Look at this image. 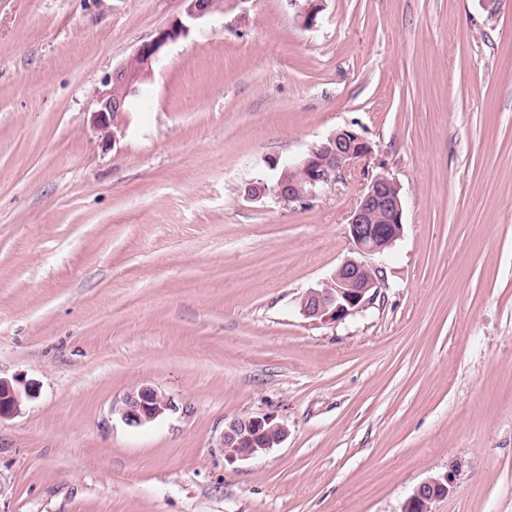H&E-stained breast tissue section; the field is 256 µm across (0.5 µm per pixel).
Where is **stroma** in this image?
Here are the masks:
<instances>
[{"label":"stroma","mask_w":512,"mask_h":512,"mask_svg":"<svg viewBox=\"0 0 512 512\" xmlns=\"http://www.w3.org/2000/svg\"><path fill=\"white\" fill-rule=\"evenodd\" d=\"M224 0L109 142L95 93L183 0H0V512H512V0ZM361 171L266 193L336 129ZM401 188L374 304L302 295L349 256L364 174ZM151 386L174 412L131 426ZM284 442L227 462L224 425ZM33 397L34 392L29 386L25 385L21 390L11 382L0 378V421L19 413L24 398ZM276 418V415L266 413L260 416L231 419L224 426L222 442L224 457L229 462L255 458L254 450L241 451L240 448L241 444L245 443L248 439H252L257 433L277 432L278 436L270 442H268L270 439L265 435L258 436L253 441L247 442V444L243 446L244 448H262L266 442H268L266 446L283 442L288 435V431L283 424L276 421ZM453 475V472L449 471L418 484L406 502L404 512H431V504L450 492L453 486Z\"/></svg>","instance_id":"obj_1"}]
</instances>
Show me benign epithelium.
Returning a JSON list of instances; mask_svg holds the SVG:
<instances>
[{
  "instance_id": "benign-epithelium-1",
  "label": "benign epithelium",
  "mask_w": 512,
  "mask_h": 512,
  "mask_svg": "<svg viewBox=\"0 0 512 512\" xmlns=\"http://www.w3.org/2000/svg\"><path fill=\"white\" fill-rule=\"evenodd\" d=\"M186 21L160 31L142 43L133 58L118 67L109 80L110 88L98 92L95 123L110 132L113 111L128 112L141 95V83L159 62L165 47L186 35L190 25L212 14L221 0H184ZM370 144L352 129L340 128L321 147H313L299 161L288 164V177L274 186L281 199L299 205L317 198L324 190L346 181L347 173L371 154ZM403 203L399 184L385 174L368 180L359 192L347 224V236L354 256L346 258L330 280L320 288L309 289L300 302L301 314L314 323H337L374 303L380 294L382 267L369 261L389 249L401 236ZM34 397L33 390L22 389L0 378V420L21 410L24 399ZM176 410L172 399L153 387L143 386L125 397L122 417L130 425L152 422ZM276 432L268 445L278 444L288 435L286 427L274 414L234 418L224 426L222 447L224 457L242 461L255 457L252 451L241 450V444L257 433ZM453 486V472L431 477L418 484L404 512H431V504L448 495Z\"/></svg>"
}]
</instances>
